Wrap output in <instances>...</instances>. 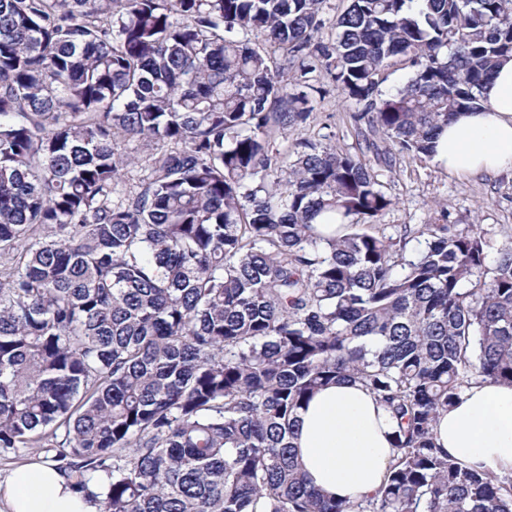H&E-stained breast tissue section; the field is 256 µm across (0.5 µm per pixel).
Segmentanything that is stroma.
I'll use <instances>...</instances> for the list:
<instances>
[{
    "instance_id": "stroma-1",
    "label": "stroma",
    "mask_w": 512,
    "mask_h": 512,
    "mask_svg": "<svg viewBox=\"0 0 512 512\" xmlns=\"http://www.w3.org/2000/svg\"><path fill=\"white\" fill-rule=\"evenodd\" d=\"M313 83L321 92L315 97L310 119L280 135L276 149L284 154L299 140L319 142L332 132L337 148L358 152L355 105L343 99L326 73H315ZM374 168L394 201L382 224H477L491 230L499 241L512 235V170L461 177L437 162L405 154L397 155L392 166L378 162Z\"/></svg>"
}]
</instances>
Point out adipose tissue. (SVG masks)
<instances>
[{"label":"adipose tissue","mask_w":512,"mask_h":512,"mask_svg":"<svg viewBox=\"0 0 512 512\" xmlns=\"http://www.w3.org/2000/svg\"><path fill=\"white\" fill-rule=\"evenodd\" d=\"M436 161L470 177L512 170V60L482 91L479 109L457 115L436 141ZM396 424L372 393L345 380L299 411L293 444L310 481L350 501L381 485ZM436 441L449 456L496 476H512V385L478 380L439 417ZM6 512H100L54 464L33 461L0 481Z\"/></svg>","instance_id":"ef3b65f1"}]
</instances>
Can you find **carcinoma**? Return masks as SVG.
Segmentation results:
<instances>
[{"instance_id": "carcinoma-1", "label": "carcinoma", "mask_w": 512, "mask_h": 512, "mask_svg": "<svg viewBox=\"0 0 512 512\" xmlns=\"http://www.w3.org/2000/svg\"><path fill=\"white\" fill-rule=\"evenodd\" d=\"M322 3L0 0V449L63 430L56 461L102 512H512V480L433 434L472 381L512 384V241L388 235L364 155L274 150L324 70L355 121L434 158L512 60V0H350L331 43ZM397 58L412 75L383 98ZM121 138L162 147L117 200ZM341 379L396 422L355 502L310 486L293 445Z\"/></svg>"}]
</instances>
